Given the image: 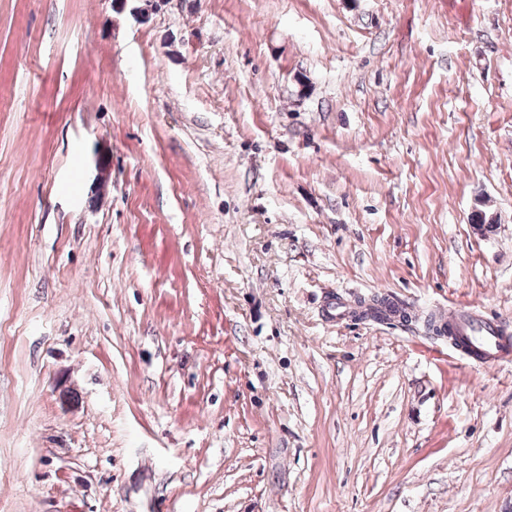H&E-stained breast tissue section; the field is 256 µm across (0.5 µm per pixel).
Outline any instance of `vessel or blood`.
<instances>
[{
    "label": "vessel or blood",
    "mask_w": 512,
    "mask_h": 512,
    "mask_svg": "<svg viewBox=\"0 0 512 512\" xmlns=\"http://www.w3.org/2000/svg\"><path fill=\"white\" fill-rule=\"evenodd\" d=\"M442 326L454 333L458 351L481 366H491L512 356V336L494 318H482L457 309L440 313Z\"/></svg>",
    "instance_id": "1"
}]
</instances>
